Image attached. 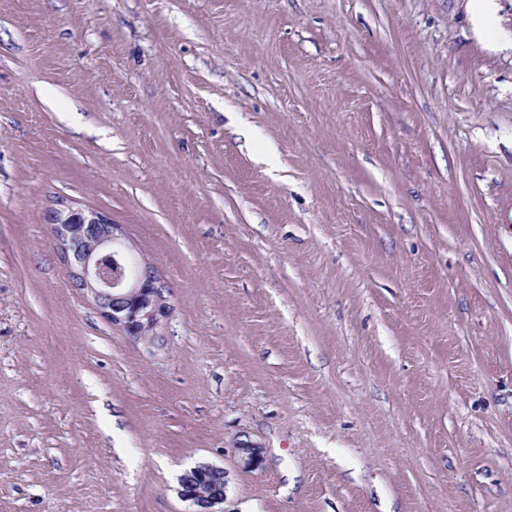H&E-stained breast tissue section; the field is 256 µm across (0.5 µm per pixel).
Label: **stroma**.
I'll return each instance as SVG.
<instances>
[{
    "mask_svg": "<svg viewBox=\"0 0 512 512\" xmlns=\"http://www.w3.org/2000/svg\"><path fill=\"white\" fill-rule=\"evenodd\" d=\"M0 0V512H512V0ZM106 213L148 350L46 220ZM260 448L244 467L240 444ZM58 206L48 223L69 282L129 338L149 350L162 347L172 307L153 264L135 257L123 241V226L105 213ZM220 476L224 480V491L206 492L199 490L202 481L207 483L208 477ZM226 475L223 467L213 464H198L186 471L180 478L178 494L183 501L189 502L196 509L192 512H223L215 510L216 506L224 504Z\"/></svg>",
    "mask_w": 512,
    "mask_h": 512,
    "instance_id": "obj_1",
    "label": "stroma"
}]
</instances>
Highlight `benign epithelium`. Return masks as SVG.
Wrapping results in <instances>:
<instances>
[{"label":"benign epithelium","mask_w":512,"mask_h":512,"mask_svg":"<svg viewBox=\"0 0 512 512\" xmlns=\"http://www.w3.org/2000/svg\"><path fill=\"white\" fill-rule=\"evenodd\" d=\"M51 232L57 243L63 271L110 323L132 340L152 349L166 343L172 307L152 263L135 257L123 241V226L103 212L59 203L49 212ZM247 468L261 465V452L250 445L238 448ZM226 478L224 468L198 464L180 478V498L194 512H223L225 492L199 490L211 476Z\"/></svg>","instance_id":"7a95c632"}]
</instances>
